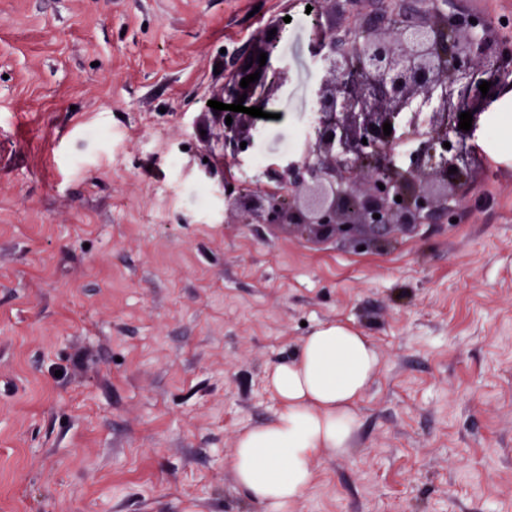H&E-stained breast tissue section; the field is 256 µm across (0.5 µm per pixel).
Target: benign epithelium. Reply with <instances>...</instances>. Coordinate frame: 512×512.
<instances>
[{"label": "benign epithelium", "instance_id": "1", "mask_svg": "<svg viewBox=\"0 0 512 512\" xmlns=\"http://www.w3.org/2000/svg\"><path fill=\"white\" fill-rule=\"evenodd\" d=\"M299 2L319 16L344 15L358 0ZM446 6V0H385L381 10L354 13L341 32L316 23L313 118L301 145L266 169L271 184L238 192L232 206L254 224H288L316 236L363 231L376 243L397 226L452 220L477 163L467 146L498 94L491 88L484 97L478 85L512 75V43L493 22L450 14ZM281 34L278 29L259 42L245 60L251 67L224 84L225 98L245 93L250 105L268 106L290 80L277 52ZM255 72L259 79L241 87L242 78ZM465 111L473 116L468 131L458 129ZM227 115L232 123L224 126V152L242 169L252 162L257 129L245 113H222ZM402 145L406 152L395 164L392 156ZM453 166L456 172L448 173Z\"/></svg>", "mask_w": 512, "mask_h": 512}]
</instances>
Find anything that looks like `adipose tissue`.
Masks as SVG:
<instances>
[{
  "mask_svg": "<svg viewBox=\"0 0 512 512\" xmlns=\"http://www.w3.org/2000/svg\"><path fill=\"white\" fill-rule=\"evenodd\" d=\"M371 340L343 322L318 326L298 356L269 367L280 408L265 424L241 431L231 467L239 488L266 512L299 500L312 461L340 456L358 425L357 402L379 370Z\"/></svg>",
  "mask_w": 512,
  "mask_h": 512,
  "instance_id": "1",
  "label": "adipose tissue"
}]
</instances>
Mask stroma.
<instances>
[{"mask_svg":"<svg viewBox=\"0 0 512 512\" xmlns=\"http://www.w3.org/2000/svg\"><path fill=\"white\" fill-rule=\"evenodd\" d=\"M290 16L256 119L295 154L317 76L289 0H0V512H263L229 462L270 365L342 320L380 368L285 512H512V141L453 223L359 249L201 181L232 55Z\"/></svg>","mask_w":512,"mask_h":512,"instance_id":"1","label":"stroma"}]
</instances>
